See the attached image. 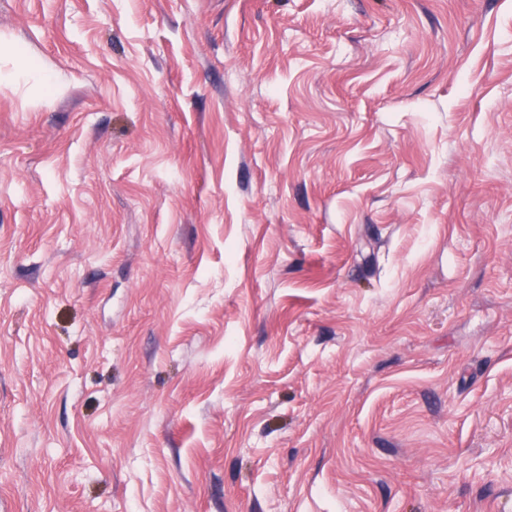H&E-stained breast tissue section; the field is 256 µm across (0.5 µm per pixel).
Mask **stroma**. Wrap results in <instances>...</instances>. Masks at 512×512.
I'll return each instance as SVG.
<instances>
[{
	"instance_id": "1",
	"label": "stroma",
	"mask_w": 512,
	"mask_h": 512,
	"mask_svg": "<svg viewBox=\"0 0 512 512\" xmlns=\"http://www.w3.org/2000/svg\"><path fill=\"white\" fill-rule=\"evenodd\" d=\"M0 512H512V0H0Z\"/></svg>"
}]
</instances>
